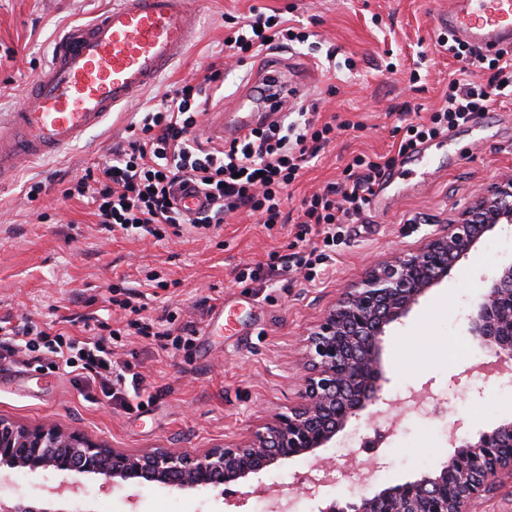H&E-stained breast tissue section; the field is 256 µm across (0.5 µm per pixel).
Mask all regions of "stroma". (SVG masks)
Returning a JSON list of instances; mask_svg holds the SVG:
<instances>
[{
  "label": "stroma",
  "mask_w": 512,
  "mask_h": 512,
  "mask_svg": "<svg viewBox=\"0 0 512 512\" xmlns=\"http://www.w3.org/2000/svg\"><path fill=\"white\" fill-rule=\"evenodd\" d=\"M110 2L0 0V117L19 107L26 87L47 65L54 40L71 26L94 20ZM254 5L293 6L296 20L318 36V44L240 64L225 58V15H246ZM193 6L201 16L199 40L142 101L202 80L208 64L222 58L223 91L209 105L229 119L239 98L252 96L261 73L289 79L294 61L318 75L305 86L303 103H317L322 117L336 114L355 124L290 187L287 209L293 214L306 193L339 180L352 155L391 150L399 139L394 113L403 103L431 110L460 75L457 62L435 49L434 17L447 9L448 0H193ZM330 46L338 64L333 73L316 67ZM348 59L354 69H346ZM135 110L128 105L68 152L21 163L12 183L0 189V317L31 314L58 322L93 313L108 323L115 285L143 294L147 314L176 308L200 330L213 308L209 296L224 304L223 335L200 333L189 349L165 353L151 339L129 337L122 357L145 375L153 396L138 410L102 400L97 389L64 371L36 363L14 366L20 382L0 391V417L30 428L54 425L129 452L231 448L287 413L298 401L310 333L364 269L423 247L473 204L478 190L512 177V100H507L483 113L479 123L428 141L427 163L398 164L387 189L395 197L393 206L384 212L367 209L356 223L344 225L327 276L309 282L294 272L261 288L249 280L236 283V269L266 260L271 252L289 259L302 251L294 225L270 231L240 215L208 236L189 240L172 231L159 241L109 232L86 202L63 199L70 179L104 161ZM36 181L44 190L31 201L26 189ZM511 262L512 227L503 224L458 263L453 278L431 288L407 317L386 327L385 392L395 402L387 424L351 420L325 456L340 464L351 454L363 461L377 456V485L383 488L438 468L448 456L452 428L474 440L512 416V385L476 372V364L491 354L465 330L485 278ZM150 270L168 280V287L141 288ZM422 389L428 398L405 409L404 398ZM308 469L305 457H296L253 476L249 485L293 497L296 512H319L360 491L347 477L308 498L298 484ZM81 483L90 512H263L265 502L238 484L183 492L133 484L107 491L87 477Z\"/></svg>",
  "instance_id": "35a3bbf8"
}]
</instances>
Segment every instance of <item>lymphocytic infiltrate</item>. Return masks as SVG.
<instances>
[{"label":"lymphocytic infiltrate","instance_id":"1","mask_svg":"<svg viewBox=\"0 0 512 512\" xmlns=\"http://www.w3.org/2000/svg\"><path fill=\"white\" fill-rule=\"evenodd\" d=\"M294 36V26L280 11L267 13L254 6L248 16L230 23L224 49L238 60L254 59L266 51L288 48ZM437 46L463 70L488 68L486 83L451 80L447 93L425 119L411 104H403L398 112L403 135L396 154H355L343 169L342 183H327L302 198L295 239L305 249L295 264L284 259L258 262L240 269L236 281L262 285L295 267L316 278L317 266L329 258L328 247L335 245L343 225L364 213L375 185L397 156L475 120L498 100L512 96L511 48L490 57L477 51L464 53L460 43L447 37L438 38ZM223 84V71L212 63L202 82L183 84L160 102L141 105L130 118L126 141L113 146L104 163L85 168L71 180L63 198L86 200L106 228L157 239L170 226L191 237L219 229L226 215L239 211L268 228L287 223L286 189L335 140L337 130L350 129L351 123L321 119L313 104L291 110L277 103L276 81L271 78L257 87L256 98L276 102L277 117L242 140L208 146L199 141L197 131L211 93ZM191 184L204 192L206 202L189 215L177 208L175 200ZM117 305L128 317L105 334L87 319L73 332L28 316H1L0 366L36 354L54 369H71L85 383L98 384L107 401L130 407L132 399L144 393L145 378L131 364L113 360V347L137 335L155 338L161 350H177L190 345L196 327L190 321L179 322L172 313L157 318L142 315L130 295Z\"/></svg>","mask_w":512,"mask_h":512}]
</instances>
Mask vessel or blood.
Here are the masks:
<instances>
[{
  "label": "vessel or blood",
  "mask_w": 512,
  "mask_h": 512,
  "mask_svg": "<svg viewBox=\"0 0 512 512\" xmlns=\"http://www.w3.org/2000/svg\"><path fill=\"white\" fill-rule=\"evenodd\" d=\"M437 28L484 51L512 44V0H449ZM200 33L188 0H115L88 24L59 38L48 64L27 87L28 105L0 123V185L23 162L69 150L105 119L153 86ZM251 112L233 127L212 113L211 140L243 139L257 125Z\"/></svg>",
  "instance_id": "1"
}]
</instances>
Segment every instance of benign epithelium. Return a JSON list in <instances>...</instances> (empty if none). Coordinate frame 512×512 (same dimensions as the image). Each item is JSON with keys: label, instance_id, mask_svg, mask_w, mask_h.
<instances>
[{"label": "benign epithelium", "instance_id": "7a95c632", "mask_svg": "<svg viewBox=\"0 0 512 512\" xmlns=\"http://www.w3.org/2000/svg\"><path fill=\"white\" fill-rule=\"evenodd\" d=\"M512 224V180L480 192L474 205L423 247L367 268L308 338L310 371L302 381L300 402L263 431L236 448H211L192 455L171 448L130 453L106 448L48 425L27 428L0 417V479L18 470L52 471L63 481L48 490L40 506L0 499V512H83L70 510L81 487L73 475L94 476L104 487L127 483L195 490L211 484H246L252 476L286 459L303 456L311 467L332 471L321 449L351 419L386 416L382 336L406 317L419 298L453 277L485 235ZM467 333L489 348L501 371L512 367V264L484 278L483 292L467 316ZM375 410H370V407ZM450 452L440 468L413 480L376 490L368 475L374 461H351L360 496L319 512H476L478 501L512 476V420L479 434L477 440L448 434Z\"/></svg>", "mask_w": 512, "mask_h": 512}]
</instances>
